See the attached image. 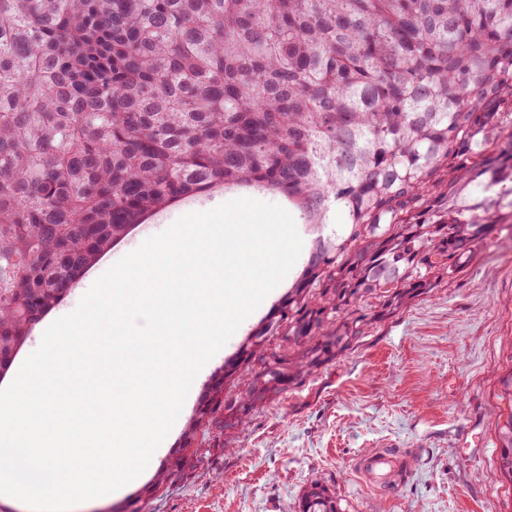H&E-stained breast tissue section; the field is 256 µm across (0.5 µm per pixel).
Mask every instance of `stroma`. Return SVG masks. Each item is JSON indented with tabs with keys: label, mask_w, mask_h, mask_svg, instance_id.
Returning a JSON list of instances; mask_svg holds the SVG:
<instances>
[{
	"label": "stroma",
	"mask_w": 512,
	"mask_h": 512,
	"mask_svg": "<svg viewBox=\"0 0 512 512\" xmlns=\"http://www.w3.org/2000/svg\"><path fill=\"white\" fill-rule=\"evenodd\" d=\"M240 197L286 206L271 191L221 189L134 226L93 266L100 275L166 220ZM299 268L207 363L167 438L137 482L73 512H299L322 479L341 512H512V486L496 474L495 419L512 406L499 379L512 368V227L501 225L465 270L416 298L301 384L241 421L216 420L191 446L182 434L216 371L295 283ZM396 450L407 468L390 486L369 483L362 456ZM168 479L147 500L141 485Z\"/></svg>",
	"instance_id": "1"
}]
</instances>
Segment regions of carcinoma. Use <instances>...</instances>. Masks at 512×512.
Instances as JSON below:
<instances>
[{
  "label": "carcinoma",
  "mask_w": 512,
  "mask_h": 512,
  "mask_svg": "<svg viewBox=\"0 0 512 512\" xmlns=\"http://www.w3.org/2000/svg\"><path fill=\"white\" fill-rule=\"evenodd\" d=\"M509 128L512 0H0V371L86 268L178 202L253 186L318 228L343 211L224 370L247 390L213 398L189 439L303 382L512 225ZM495 433L512 485V411ZM300 512L340 508L315 479Z\"/></svg>",
  "instance_id": "1"
}]
</instances>
